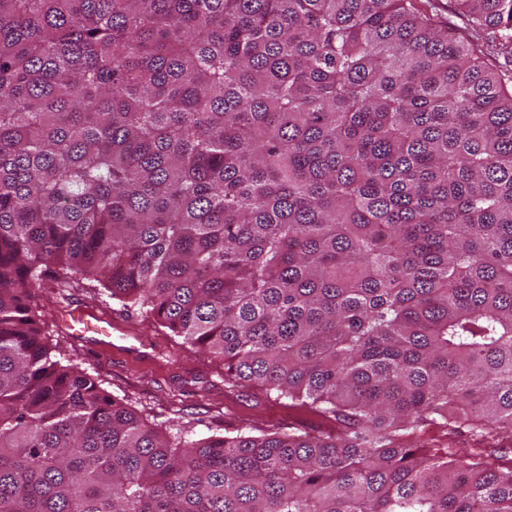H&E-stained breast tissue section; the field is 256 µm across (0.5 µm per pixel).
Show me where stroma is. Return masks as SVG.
I'll return each mask as SVG.
<instances>
[{
	"mask_svg": "<svg viewBox=\"0 0 512 512\" xmlns=\"http://www.w3.org/2000/svg\"><path fill=\"white\" fill-rule=\"evenodd\" d=\"M40 303L57 359L78 365L148 423L165 428L180 425L192 429L198 439L242 427L257 435L314 433L331 427L330 421L289 407L276 392L232 385L222 361L185 343L139 307L113 299L97 282L47 294ZM74 305L101 307L129 321L137 334L127 337V344L144 339L150 344L147 353L132 357L117 350H93L75 341L58 324L59 313Z\"/></svg>",
	"mask_w": 512,
	"mask_h": 512,
	"instance_id": "stroma-1",
	"label": "stroma"
}]
</instances>
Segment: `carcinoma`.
Listing matches in <instances>:
<instances>
[{"label":"carcinoma","mask_w":512,"mask_h":512,"mask_svg":"<svg viewBox=\"0 0 512 512\" xmlns=\"http://www.w3.org/2000/svg\"><path fill=\"white\" fill-rule=\"evenodd\" d=\"M91 279L336 427L146 424L44 341ZM504 440L512 72L417 0H0V512H512ZM467 429H460V432H453L436 424H426L422 427L420 436L421 445L428 448H439L447 445L448 442H454L458 445H469Z\"/></svg>","instance_id":"obj_1"}]
</instances>
